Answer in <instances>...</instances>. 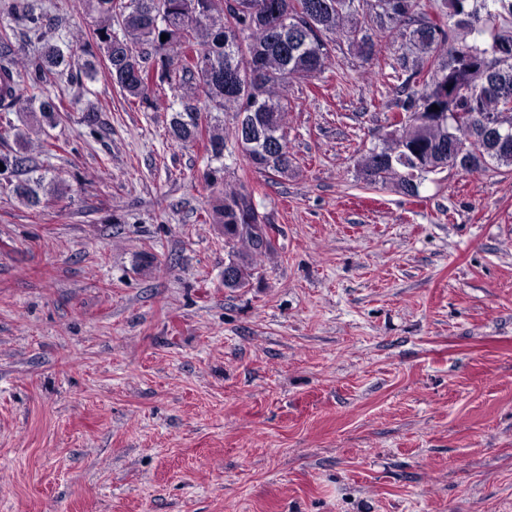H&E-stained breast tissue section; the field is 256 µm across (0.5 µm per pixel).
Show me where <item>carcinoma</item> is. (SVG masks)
I'll return each instance as SVG.
<instances>
[{
  "label": "carcinoma",
  "mask_w": 512,
  "mask_h": 512,
  "mask_svg": "<svg viewBox=\"0 0 512 512\" xmlns=\"http://www.w3.org/2000/svg\"><path fill=\"white\" fill-rule=\"evenodd\" d=\"M98 15L90 33L71 32V40L49 38L41 51L26 57L17 51L7 30L0 31V111L19 108L40 114L37 132L56 126L64 111L59 94L49 88V75L72 67V52H97L69 73L79 86L95 80L104 67L123 97L153 109L154 86L167 84L171 139L203 143L208 155L204 181L215 189L205 219L224 228V245L234 253L237 279L224 287L245 288L253 279L257 259L275 250L264 244L256 227L267 216L242 183L227 179L224 152L232 142L246 164L258 173L286 177L292 171L286 117L288 87L305 82L332 65L331 44L348 41L369 63L382 50V39L401 40L395 57L391 92L400 120L380 151L358 161L370 185L394 184L408 196L419 194L421 174L414 157L431 165L445 154L462 150L461 168L473 173L494 163L512 168V134L507 145L493 147L481 139L482 121L493 123L512 115V60L497 47L512 46V31L493 36L482 46L466 41L481 35L495 20L512 19V0H437L427 9L420 0H86ZM12 12L29 32L44 37L47 15L14 0ZM298 27V37L284 35V24ZM167 35L161 40V35ZM465 89L448 99V83ZM463 114L451 123L415 124L410 114ZM232 113L227 128L217 113ZM14 136L19 150L0 153V174L15 177L13 193L27 207L41 204L43 165L28 154L30 137L14 127L0 128V140Z\"/></svg>",
  "instance_id": "cac0c4a2"
}]
</instances>
